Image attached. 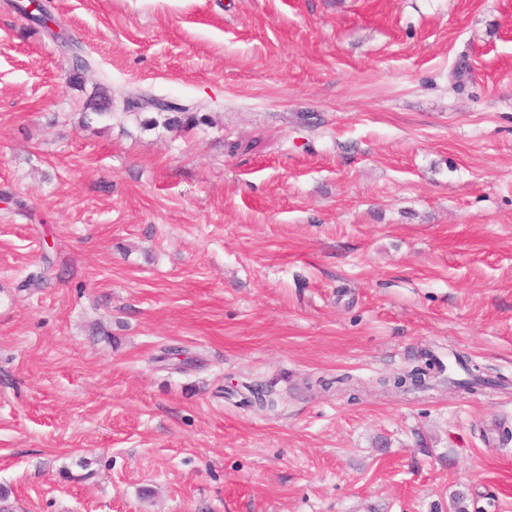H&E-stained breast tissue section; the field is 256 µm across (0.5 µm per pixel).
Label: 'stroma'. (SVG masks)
<instances>
[{
  "instance_id": "stroma-1",
  "label": "stroma",
  "mask_w": 512,
  "mask_h": 512,
  "mask_svg": "<svg viewBox=\"0 0 512 512\" xmlns=\"http://www.w3.org/2000/svg\"><path fill=\"white\" fill-rule=\"evenodd\" d=\"M51 6L97 65L0 0V512H512V0ZM426 350L492 386H382ZM63 41L68 53L70 81L73 86L82 88L84 84L83 76L91 69V61L85 54L81 42L74 39H65ZM117 106H121L120 112H112ZM84 107L98 115H108L112 118L114 114H120L122 118L140 120L144 127L162 126L166 130L186 131L213 123L208 114L197 112L200 108L198 104L184 105L142 93H112V87L101 85L93 87ZM144 112L153 115L141 120L140 116ZM452 355L456 364L465 372L468 378L463 381H454L448 377V390L457 388L473 392L475 389L488 385V381L479 374L480 368L472 364L467 356L460 353H453Z\"/></svg>"
}]
</instances>
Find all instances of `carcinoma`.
Instances as JSON below:
<instances>
[{
	"mask_svg": "<svg viewBox=\"0 0 512 512\" xmlns=\"http://www.w3.org/2000/svg\"><path fill=\"white\" fill-rule=\"evenodd\" d=\"M10 6L22 14L30 27L39 28L43 32L55 37L52 26H61L51 10V6L45 3L32 10L29 5L12 0ZM67 49L70 81L75 87H82L83 76L91 69V61L84 52L81 42L74 39L64 40ZM120 108V117L132 118L145 127H163L167 130H192L201 125L213 124L212 119L206 113L199 111V105H184L177 102L160 99L142 93H130L125 91L112 92L107 86H95L86 98L85 108L94 111L98 115L113 116L114 108ZM149 112L151 117L140 119L141 114ZM456 364L465 372L467 379L463 381L448 380V389H464L475 391L488 385V381L479 374L480 368L471 360L460 353L453 354ZM443 363L430 350L422 353L421 363L412 369L397 374L391 378L379 380L385 388L406 391L411 388H420L426 381L442 377ZM249 393L248 402L261 408L274 407L276 401L272 393L258 385H245Z\"/></svg>",
	"mask_w": 512,
	"mask_h": 512,
	"instance_id": "cac0c4a2",
	"label": "carcinoma"
}]
</instances>
